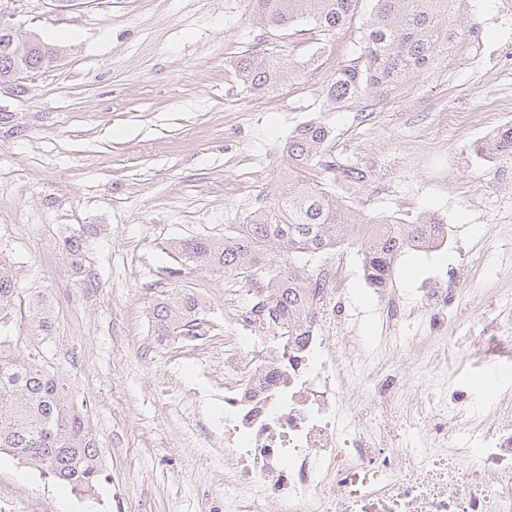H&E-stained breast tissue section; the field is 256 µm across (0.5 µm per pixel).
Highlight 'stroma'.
<instances>
[{"instance_id": "1", "label": "stroma", "mask_w": 512, "mask_h": 512, "mask_svg": "<svg viewBox=\"0 0 512 512\" xmlns=\"http://www.w3.org/2000/svg\"><path fill=\"white\" fill-rule=\"evenodd\" d=\"M18 22L61 42L53 66L0 87V247L28 285L51 289L50 348L73 393L87 404L103 450L96 493L84 497L10 453H0V512H203L202 487L224 464L220 448H193L198 427L189 389L223 387L220 352L196 338L156 339L162 291L190 289L206 308L210 341L244 308L243 284L208 269H178L177 239H220L265 205L288 175L283 146L312 120L333 129L341 159L362 167V185L331 181L362 216L445 219L456 248L438 258L471 311L489 288L512 289V160L474 154L488 128L512 125V0H468L478 39L387 97L330 110L324 89L359 51L356 30L327 45L296 29L248 23L242 0H12ZM300 65L299 84L259 96L237 62L255 47ZM467 183L470 197L458 195ZM81 236L98 287L82 291L64 251ZM347 335H384L361 281ZM447 363L483 397L496 361Z\"/></svg>"}]
</instances>
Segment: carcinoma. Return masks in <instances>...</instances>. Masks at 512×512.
Returning a JSON list of instances; mask_svg holds the SVG:
<instances>
[{"instance_id": "1", "label": "carcinoma", "mask_w": 512, "mask_h": 512, "mask_svg": "<svg viewBox=\"0 0 512 512\" xmlns=\"http://www.w3.org/2000/svg\"><path fill=\"white\" fill-rule=\"evenodd\" d=\"M248 20L273 29L305 22L316 40L328 41L351 24L359 0H243ZM373 8L360 26V54L336 70L325 96L334 109L367 97H381L441 64L448 54L471 41L477 27L460 20L466 0H372ZM34 50L24 62L3 46L0 34V81L21 68L34 75L53 63L60 49L27 31ZM315 63L285 67L276 52L257 48L240 60L238 73L257 94L274 93L295 84ZM332 128L313 121L295 130L285 143L288 179L273 191V202L254 211L248 222L224 240L187 239L172 245L177 262L192 269H210L246 285L266 289L263 306L281 318L289 336L301 335L310 317L306 299L318 288L319 262L344 245L360 252L369 275L381 285L391 281L394 263L407 249L429 243L438 222L418 219L388 224L361 218L324 183L301 174L319 167L350 184H360L366 171L340 164ZM494 157H512V126L499 128L482 147ZM375 226L365 235L362 227ZM279 260L267 261L270 247ZM81 237L69 240L66 251L80 282L83 276ZM156 335L165 338L201 336L205 309L197 296L181 288L159 297L153 306ZM56 331L55 300L48 288L32 290L0 248V451L67 483L86 494L102 479V452L88 427L87 415L76 406L71 387L46 354Z\"/></svg>"}]
</instances>
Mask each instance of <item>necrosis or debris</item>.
I'll return each instance as SVG.
<instances>
[{
    "instance_id": "necrosis-or-debris-1",
    "label": "necrosis or debris",
    "mask_w": 512,
    "mask_h": 512,
    "mask_svg": "<svg viewBox=\"0 0 512 512\" xmlns=\"http://www.w3.org/2000/svg\"><path fill=\"white\" fill-rule=\"evenodd\" d=\"M352 271L327 256L304 335L282 342L276 317L241 312L224 330L223 429L198 448L224 451L212 512H512V364L472 414L469 387L441 359L448 327L467 326L458 289L428 277L408 305L396 288L368 292L414 363L403 375L364 336H344Z\"/></svg>"
}]
</instances>
